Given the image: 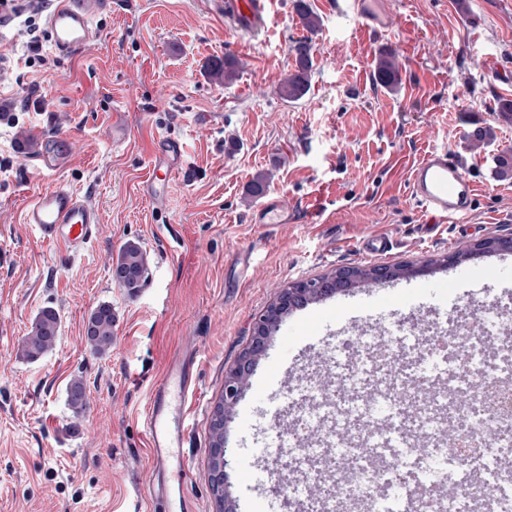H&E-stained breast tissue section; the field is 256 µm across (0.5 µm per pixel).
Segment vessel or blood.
<instances>
[{"mask_svg": "<svg viewBox=\"0 0 512 512\" xmlns=\"http://www.w3.org/2000/svg\"><path fill=\"white\" fill-rule=\"evenodd\" d=\"M268 0H224V17L236 31L259 36L268 20ZM110 0H51L45 17L54 50L68 55L83 47L96 34L94 18L108 9ZM337 13L370 21L374 28H387L390 10L385 0H340ZM42 172L61 169L68 152L61 139L42 138L25 149ZM411 198L431 217L459 219L469 214L476 186L465 166L447 147L427 152L413 167L409 179ZM289 210L278 202L263 205L255 221L259 224L287 223ZM25 223L36 229L42 241L77 252L92 239L100 214L76 191L55 186L40 191L24 211ZM405 289L385 287L372 295L378 308L388 309L406 302ZM195 356L176 359L155 384L144 416L149 459L154 479L141 495L139 512H195L186 496L187 464L184 445L189 437L188 395L193 388Z\"/></svg>", "mask_w": 512, "mask_h": 512, "instance_id": "b4317fda", "label": "vessel or blood"}]
</instances>
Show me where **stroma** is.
Returning <instances> with one entry per match:
<instances>
[{
    "label": "stroma",
    "mask_w": 512,
    "mask_h": 512,
    "mask_svg": "<svg viewBox=\"0 0 512 512\" xmlns=\"http://www.w3.org/2000/svg\"><path fill=\"white\" fill-rule=\"evenodd\" d=\"M390 0L387 32H362L360 20L336 16V0H310L321 19L308 33L295 0H272L264 35L250 39L224 18V0H112L95 20V38L62 56L43 45L47 65L30 63L19 19L0 30V512H125L151 478L142 417L149 393L169 363L198 353L196 391L188 406L194 429L184 453L185 492L198 512H217L210 481V420L224 392V372L251 338L252 324L279 289L351 266L408 264L422 278L447 275L448 253L474 241L512 236V179L494 175V158L512 150V123L492 107L512 100V0ZM311 37L307 95L281 98L295 66L293 41ZM393 53L396 90L373 77L380 52ZM232 55L239 73L226 85L210 74ZM123 116L127 140L111 139ZM492 127L473 148L471 132ZM68 141L66 167L42 173L22 153L35 132ZM184 145L165 197L147 194L159 138ZM457 154L478 184L472 213L439 222L408 193L409 171L431 148ZM265 177L262 191L253 182ZM64 185L101 216L84 250L69 254L43 243L23 221L43 188ZM276 200L291 224H258L256 211ZM386 239L388 253L363 252ZM148 258L140 288L130 292L111 266L127 244ZM485 268L467 278L455 303L466 315L493 301L512 305V285ZM369 288L340 293L347 318L317 323L313 336L288 340L283 318L254 372L273 363L291 376L275 389L247 388L224 423L231 461L224 490L237 506L265 501L272 512H299L286 498L301 479L299 461L272 446L285 436L276 419L315 407L319 387L343 378L342 343L354 322L387 340L390 324H440L435 301L392 310L368 306ZM109 302L116 317L109 355L85 341L84 320ZM61 317L56 346L25 359L21 341L38 311ZM83 380L87 405L74 415L72 380ZM318 408V407H315ZM327 415V407L318 408Z\"/></svg>",
    "instance_id": "1"
}]
</instances>
